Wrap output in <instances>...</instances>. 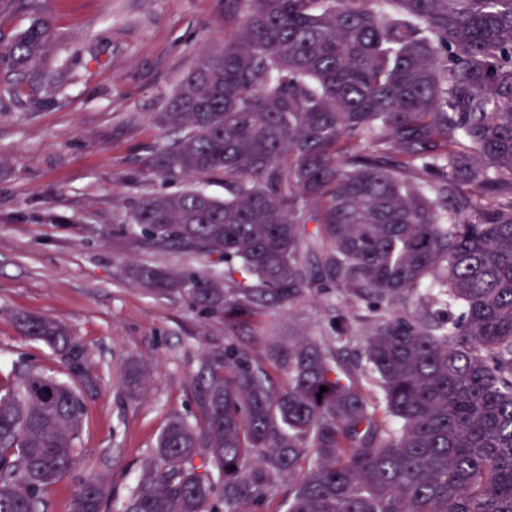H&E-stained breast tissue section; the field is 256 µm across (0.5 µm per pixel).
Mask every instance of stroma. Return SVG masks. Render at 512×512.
Masks as SVG:
<instances>
[{"instance_id":"stroma-1","label":"stroma","mask_w":512,"mask_h":512,"mask_svg":"<svg viewBox=\"0 0 512 512\" xmlns=\"http://www.w3.org/2000/svg\"><path fill=\"white\" fill-rule=\"evenodd\" d=\"M40 18L56 31L39 66L53 82L0 64V363L64 374L49 348L21 336L20 311L65 322L87 347L102 382L85 401L84 461L48 489L47 512H69L90 478L108 490L103 512H122L168 418L196 419L204 352L230 341L261 360L273 345L329 338L351 370L365 362L364 311L337 307L334 290L318 288L225 321L149 295L130 276L139 263L196 265L138 245L131 216L145 197L178 189L151 171L174 137L156 115L199 54L223 44L224 0H0V46ZM340 316L349 325L341 342ZM134 362L149 375L132 399L124 385Z\"/></svg>"}]
</instances>
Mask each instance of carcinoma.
I'll list each match as a JSON object with an SVG mask.
<instances>
[{
    "label": "carcinoma",
    "instance_id": "1",
    "mask_svg": "<svg viewBox=\"0 0 512 512\" xmlns=\"http://www.w3.org/2000/svg\"><path fill=\"white\" fill-rule=\"evenodd\" d=\"M224 20V45L157 115L176 137L153 160L170 181L221 179L224 196L189 187L132 215L141 245L203 268L132 277L228 320L326 279L365 309L381 396L322 338L264 364L226 344L196 374L200 420L167 421L123 512H240L281 471L287 512H512V0H224ZM53 38L36 22L0 60L30 70ZM14 319L68 380L0 368V512H46L100 377L63 323ZM146 374L130 367L128 394ZM106 497L86 480L70 512Z\"/></svg>",
    "mask_w": 512,
    "mask_h": 512
}]
</instances>
